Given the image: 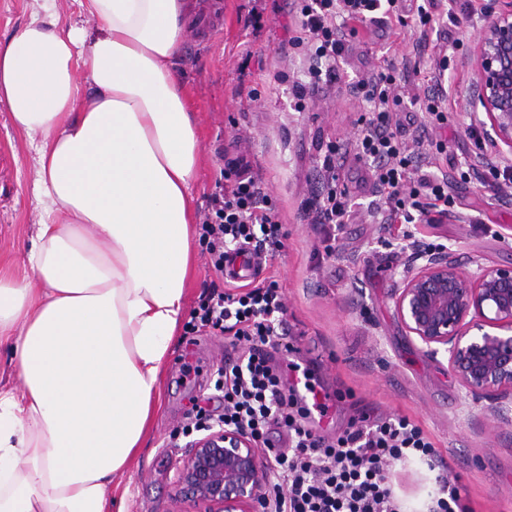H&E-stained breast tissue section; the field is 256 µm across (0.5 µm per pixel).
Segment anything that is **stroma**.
<instances>
[{
	"mask_svg": "<svg viewBox=\"0 0 512 512\" xmlns=\"http://www.w3.org/2000/svg\"><path fill=\"white\" fill-rule=\"evenodd\" d=\"M417 0H402L407 26L395 19L355 23L340 65L341 80L317 96L306 111L294 109L290 88L303 80L305 63L284 55L283 42L295 35L293 10H274L273 0H198L173 62L187 91L200 142L191 186L197 216L225 159L241 156L252 166L276 205L288 236L282 251L259 271L285 293L288 339L295 360L311 374L315 389L342 394L333 416L335 431L351 422L405 416L430 437L435 469L394 463L392 480L405 512H426L438 491L437 478L457 480L467 491L470 512H512V403L501 418L490 417L457 380L446 354L430 355L408 336L396 316L392 290L404 278L416 245L451 250L463 271L478 265L512 266V196L488 176L489 149H477L471 120L460 99L473 80L469 57L480 30L491 20V0H448L435 10L432 28L418 25ZM263 11L253 31L251 8ZM250 57V76L238 64ZM447 59L448 124L429 130L421 151L433 175H447L455 205L452 218L438 224H384L369 162L347 154L339 182L355 202L349 223H312L303 207L318 189L319 142L353 144L356 120L367 103L350 88L383 67H392L408 100L393 114L414 139L419 120L411 96L422 94ZM444 141L445 154L433 144ZM39 136L14 128L0 106V273L28 275L27 254L36 241L41 205L35 195ZM469 171L460 180L458 170ZM333 254H326V245ZM197 349L198 374L182 377L181 364ZM224 334L181 329L164 377L161 408L136 464L115 474L110 490L126 498L128 512H173L174 481L187 438H172L194 401L221 406L215 370L240 355Z\"/></svg>",
	"mask_w": 512,
	"mask_h": 512,
	"instance_id": "obj_1",
	"label": "stroma"
}]
</instances>
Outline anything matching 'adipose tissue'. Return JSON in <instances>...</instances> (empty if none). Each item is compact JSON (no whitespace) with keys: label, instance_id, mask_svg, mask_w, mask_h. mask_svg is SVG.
<instances>
[{"label":"adipose tissue","instance_id":"ef3b65f1","mask_svg":"<svg viewBox=\"0 0 512 512\" xmlns=\"http://www.w3.org/2000/svg\"><path fill=\"white\" fill-rule=\"evenodd\" d=\"M0 41V103L40 135L32 279L0 276V512H126L194 269L199 139L172 67L187 0H80ZM83 70L94 93L80 103ZM50 7L49 13L58 19L59 28L68 29L77 25L92 31L98 26V21L82 10L78 0H54L50 2Z\"/></svg>","mask_w":512,"mask_h":512}]
</instances>
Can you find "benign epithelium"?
<instances>
[{
    "label": "benign epithelium",
    "mask_w": 512,
    "mask_h": 512,
    "mask_svg": "<svg viewBox=\"0 0 512 512\" xmlns=\"http://www.w3.org/2000/svg\"><path fill=\"white\" fill-rule=\"evenodd\" d=\"M470 65L464 108L499 155L512 152V0L481 29ZM392 299L406 333L432 356L445 352L460 384L499 414V400L512 396V267L466 274L447 248L427 249L410 258ZM175 486L190 512H258L269 492L260 449L225 428L186 446Z\"/></svg>",
    "instance_id": "1"
}]
</instances>
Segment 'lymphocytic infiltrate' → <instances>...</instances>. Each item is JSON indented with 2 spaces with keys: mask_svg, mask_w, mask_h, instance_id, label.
Here are the masks:
<instances>
[{
  "mask_svg": "<svg viewBox=\"0 0 512 512\" xmlns=\"http://www.w3.org/2000/svg\"><path fill=\"white\" fill-rule=\"evenodd\" d=\"M300 30L290 40L303 51L306 79L292 86L296 110L307 95L336 83L337 64L345 52L341 23L372 14L407 20L398 0H296ZM371 103L357 122L362 134L354 146H325L321 188L305 211L316 224H343L353 205L338 185L336 165L347 152L374 165V182L382 194L380 216L386 224L429 223L431 214L447 216L448 180L430 175L418 150L409 146L392 112L403 101L397 79L379 71L365 84ZM224 185L210 199L200 226L199 242L215 271L230 256L252 252L267 262L283 247L286 233L270 196L243 159L225 162ZM286 306L277 281L240 285L210 292L195 309L189 327L229 335L242 346L236 359L216 370L214 387L224 399L222 411L194 405L181 432L191 435L214 427L245 433L263 448L269 495L259 512H402L391 485L392 463L415 459L434 466L437 451L422 428L403 416L382 417L367 425H351L341 434L322 436L305 424L306 408L288 389L279 353L284 338Z\"/></svg>",
  "mask_w": 512,
  "mask_h": 512,
  "instance_id": "obj_1",
  "label": "lymphocytic infiltrate"
}]
</instances>
